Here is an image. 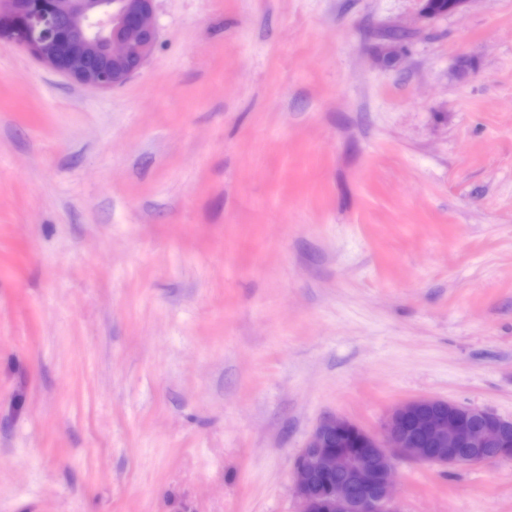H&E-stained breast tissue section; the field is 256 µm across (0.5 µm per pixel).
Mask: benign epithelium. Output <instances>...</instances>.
Instances as JSON below:
<instances>
[{
  "instance_id": "1",
  "label": "benign epithelium",
  "mask_w": 512,
  "mask_h": 512,
  "mask_svg": "<svg viewBox=\"0 0 512 512\" xmlns=\"http://www.w3.org/2000/svg\"><path fill=\"white\" fill-rule=\"evenodd\" d=\"M2 38L76 84L112 90L153 51L154 0H0ZM399 457L440 467L511 459L512 419L434 397L400 403L378 433L328 416L293 460L300 512H397ZM335 474L343 479L318 488V480Z\"/></svg>"
}]
</instances>
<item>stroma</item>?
I'll return each mask as SVG.
<instances>
[{"instance_id":"35a3bbf8","label":"stroma","mask_w":512,"mask_h":512,"mask_svg":"<svg viewBox=\"0 0 512 512\" xmlns=\"http://www.w3.org/2000/svg\"><path fill=\"white\" fill-rule=\"evenodd\" d=\"M420 8L155 0L109 91L0 42V512H298L325 417L512 419V0ZM394 491L512 512V460Z\"/></svg>"}]
</instances>
